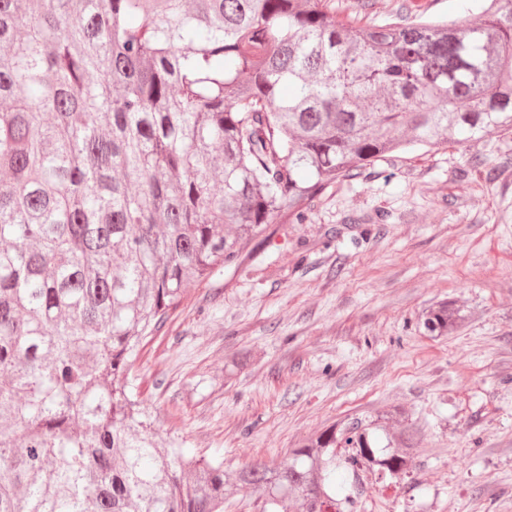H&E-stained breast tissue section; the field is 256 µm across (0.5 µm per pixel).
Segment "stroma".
<instances>
[{
    "instance_id": "35a3bbf8",
    "label": "stroma",
    "mask_w": 512,
    "mask_h": 512,
    "mask_svg": "<svg viewBox=\"0 0 512 512\" xmlns=\"http://www.w3.org/2000/svg\"><path fill=\"white\" fill-rule=\"evenodd\" d=\"M442 302L457 323L429 335ZM132 375L161 436L233 468L361 414L418 429L399 487L337 465L351 512H512V135L330 185L309 221L189 285Z\"/></svg>"
}]
</instances>
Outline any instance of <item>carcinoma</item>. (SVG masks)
I'll return each mask as SVG.
<instances>
[{"instance_id": "carcinoma-1", "label": "carcinoma", "mask_w": 512, "mask_h": 512, "mask_svg": "<svg viewBox=\"0 0 512 512\" xmlns=\"http://www.w3.org/2000/svg\"><path fill=\"white\" fill-rule=\"evenodd\" d=\"M0 0V512H342L417 431L357 416L278 466L160 438L130 377L184 290L397 153L512 135V0ZM442 303L422 325L445 336ZM426 4L429 13L433 15H449L452 17H471L476 15L478 11L473 7L470 10L471 4L468 0H420ZM258 495L242 491L238 496L224 502V512H261Z\"/></svg>"}]
</instances>
